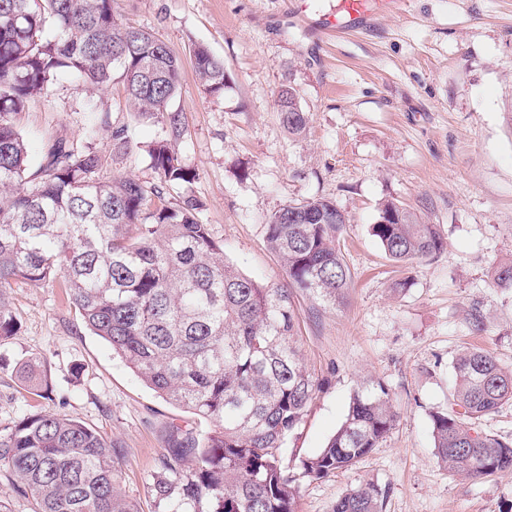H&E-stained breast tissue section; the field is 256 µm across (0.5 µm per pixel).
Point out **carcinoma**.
Returning <instances> with one entry per match:
<instances>
[{
    "label": "carcinoma",
    "instance_id": "cac0c4a2",
    "mask_svg": "<svg viewBox=\"0 0 512 512\" xmlns=\"http://www.w3.org/2000/svg\"><path fill=\"white\" fill-rule=\"evenodd\" d=\"M53 26V38L43 37ZM195 72L212 95L224 93V59L192 50ZM182 64L152 33L121 22L116 0H0V337L16 322L6 292L18 281L59 276L82 323L119 355L146 387L209 424L172 428L149 485L160 512H297L299 488L283 448L317 384L296 341L291 288L336 304L351 273L338 248L346 213L325 198L294 202L268 219L266 240L289 287L259 283L224 262V247L200 220L196 173L176 150L183 130L170 111ZM67 74L109 85L119 75L134 111L161 116L165 137L151 143L158 182H102L89 143L58 139L38 181H24L26 146L12 122L29 101ZM292 136L308 114L292 87L277 96ZM173 191L177 199L165 200ZM371 233L397 262H425L444 251L435 224H421L393 202ZM494 284L512 289V258ZM41 358L19 364L39 387ZM457 409L431 414L435 455L471 480L512 472V440L477 421L512 401V370L473 348L454 363ZM385 385L354 392L326 446L299 460L321 479L369 454L396 425ZM112 440L51 411L28 413L0 429V472L32 499L33 512H137L122 495ZM386 491L367 482L341 495L332 512H381Z\"/></svg>",
    "mask_w": 512,
    "mask_h": 512
}]
</instances>
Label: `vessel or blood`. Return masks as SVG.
I'll list each match as a JSON object with an SVG mask.
<instances>
[{
	"instance_id": "obj_1",
	"label": "vessel or blood",
	"mask_w": 512,
	"mask_h": 512,
	"mask_svg": "<svg viewBox=\"0 0 512 512\" xmlns=\"http://www.w3.org/2000/svg\"><path fill=\"white\" fill-rule=\"evenodd\" d=\"M400 8L401 0H336L335 11L318 17L308 7H301L300 21L304 27L316 29L328 38L356 32L378 16L397 13Z\"/></svg>"
}]
</instances>
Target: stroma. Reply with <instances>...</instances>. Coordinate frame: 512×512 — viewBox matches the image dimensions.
Masks as SVG:
<instances>
[{
  "instance_id": "1",
  "label": "stroma",
  "mask_w": 512,
  "mask_h": 512,
  "mask_svg": "<svg viewBox=\"0 0 512 512\" xmlns=\"http://www.w3.org/2000/svg\"><path fill=\"white\" fill-rule=\"evenodd\" d=\"M291 0H117L122 19L161 39L182 60L171 103L184 135L179 153L197 173L200 219L224 245V259L264 284L287 285L266 242V222L283 205L332 199L350 218L340 239L352 286L330 306L294 293L296 330L318 388L287 442L285 461L323 448L351 395L384 382L395 428L353 466L322 479L299 478L298 512H331L347 490L385 488L383 512H512V473L472 481L434 455L431 414L449 411L453 362L474 346L512 368V291L494 287V267L512 258V0H405L398 14L321 43L294 25ZM207 46L229 74L222 95L207 93L190 51ZM292 86L307 112L292 137L276 110ZM35 177L59 137L92 143L101 179L155 182L147 146L165 134L156 116L130 110L120 80L87 91L66 76L13 117ZM123 132L128 155L112 154ZM393 201L437 225L445 250L413 266L392 262L370 228ZM405 291L394 288L403 277ZM19 326L0 338V425L51 410L112 439L118 481L139 512H158L149 490L169 426L191 413L147 388L93 335L64 282L19 283L9 292ZM480 311L485 329L472 332ZM46 361L50 398L29 390L16 369Z\"/></svg>"
}]
</instances>
